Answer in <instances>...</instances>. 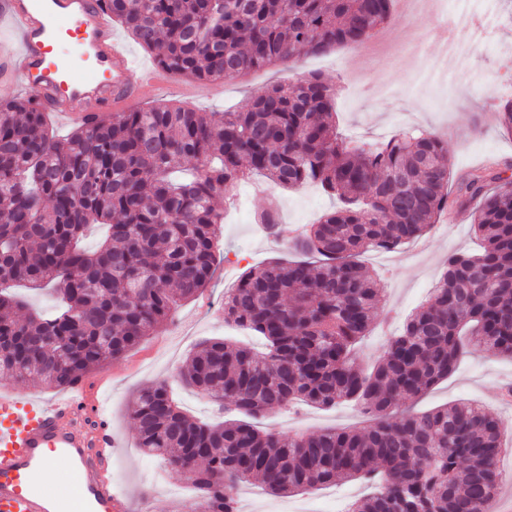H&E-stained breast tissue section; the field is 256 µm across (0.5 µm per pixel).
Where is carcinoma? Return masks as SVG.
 Returning a JSON list of instances; mask_svg holds the SVG:
<instances>
[{
	"label": "carcinoma",
	"mask_w": 512,
	"mask_h": 512,
	"mask_svg": "<svg viewBox=\"0 0 512 512\" xmlns=\"http://www.w3.org/2000/svg\"><path fill=\"white\" fill-rule=\"evenodd\" d=\"M159 66L204 81L236 79L362 44L393 0H98ZM332 88L311 75L274 85L243 112L152 105L92 116L66 138L42 104L0 101V373L74 385L121 358L205 290L217 266V198L251 174L296 189L322 186L340 206L294 238L304 260L248 268L224 297V321L264 350L201 342L180 386L206 397L218 422L184 413L167 382L130 402L138 447L191 480L188 512H238L256 477L285 496L363 478L373 491L348 512H491L502 479V421L476 402L403 408L478 351L512 359V188L501 171L471 173L450 199L442 140L416 129L374 144L336 132ZM473 202L478 254L446 263L428 301L364 368L356 345L383 288L359 257L424 235L453 203ZM89 224L107 234L88 252ZM52 286L57 309L30 310L4 289ZM295 401L353 402L360 429L282 436L256 421Z\"/></svg>",
	"instance_id": "1"
}]
</instances>
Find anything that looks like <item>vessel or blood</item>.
<instances>
[{
  "label": "vessel or blood",
  "mask_w": 512,
  "mask_h": 512,
  "mask_svg": "<svg viewBox=\"0 0 512 512\" xmlns=\"http://www.w3.org/2000/svg\"><path fill=\"white\" fill-rule=\"evenodd\" d=\"M13 46L0 69L19 76L56 119L84 120L89 101L122 112L151 91L149 80L129 79L135 60L97 0H0ZM74 38L89 62L81 73L57 63L62 37ZM115 443L88 391L72 386L49 400L0 402V512H126L108 465ZM67 463V493L47 495L42 481L55 460Z\"/></svg>",
  "instance_id": "vessel-or-blood-1"
}]
</instances>
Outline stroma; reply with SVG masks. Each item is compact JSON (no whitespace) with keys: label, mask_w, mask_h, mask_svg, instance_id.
I'll return each mask as SVG.
<instances>
[{"label":"stroma","mask_w":512,"mask_h":512,"mask_svg":"<svg viewBox=\"0 0 512 512\" xmlns=\"http://www.w3.org/2000/svg\"><path fill=\"white\" fill-rule=\"evenodd\" d=\"M501 24L491 32L467 77L435 79L421 85L422 76L441 69L433 48L420 40L426 27L445 25L449 0L410 15L404 0H395L384 37L376 42L335 48L320 56L300 55L286 64L270 65L234 80L224 81L220 92H210L206 82L177 76V83L191 87L187 96L158 90L153 100L173 103L200 112H241L254 95L277 84H293L316 73L331 85L336 129L357 142H376L402 129H423L442 139L452 178H459L490 160L512 164V136L503 132L497 114L512 101V0H497ZM335 195L308 185L296 190L281 188L255 175L240 182L230 200L222 202L224 224L221 260L207 288L181 303L172 320L155 335L146 337L124 357L83 378L94 391L100 412L107 417L119 444L111 466L113 485L126 496L129 512H176L182 498L172 493L186 479L167 468L157 457L139 448L129 412L133 396L161 380L173 378L186 366L196 343L205 337L229 336L256 344L247 331L224 323V293L234 275L274 258L289 256L287 236H267L255 222L257 213L278 211L286 228L316 223L336 209ZM470 208L453 206L419 239L383 256L370 251L362 261L381 277L384 298L371 328L360 344L364 362L376 361L404 318L430 296L448 255L476 252ZM512 385V360L477 352L460 360L455 371L413 403L425 411L454 402L475 401L500 418L507 447L500 469L505 474L503 493L512 494V399L501 397ZM367 421L360 406L345 403L332 410L302 406L261 419L259 428L284 436L314 433L326 428H360ZM371 488L359 480L274 496L259 483L245 484L239 495L240 512H336V500L352 501Z\"/></svg>","instance_id":"1"}]
</instances>
